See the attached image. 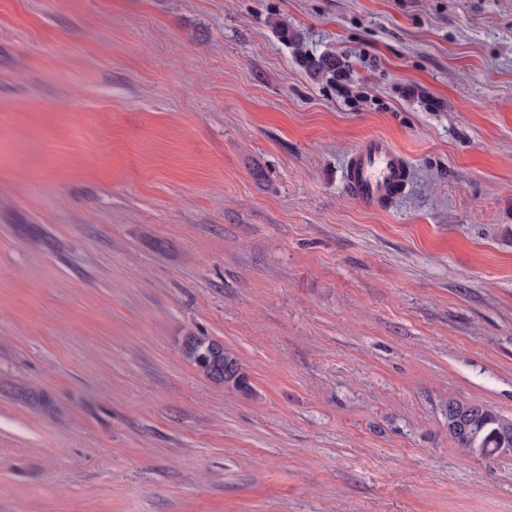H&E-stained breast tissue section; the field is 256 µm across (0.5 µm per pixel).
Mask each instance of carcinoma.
<instances>
[{"label": "carcinoma", "mask_w": 512, "mask_h": 512, "mask_svg": "<svg viewBox=\"0 0 512 512\" xmlns=\"http://www.w3.org/2000/svg\"><path fill=\"white\" fill-rule=\"evenodd\" d=\"M186 360L203 375L225 389L243 395L252 393L246 368L238 356L223 343L206 336L189 334L182 343ZM16 398L30 408L50 415L56 411L54 399L46 392L25 388ZM448 410L454 416L448 419V433L465 454H475L477 448H500L512 443V420L505 419L488 408L450 398Z\"/></svg>", "instance_id": "1"}]
</instances>
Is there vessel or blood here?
Instances as JSON below:
<instances>
[{
    "mask_svg": "<svg viewBox=\"0 0 512 512\" xmlns=\"http://www.w3.org/2000/svg\"><path fill=\"white\" fill-rule=\"evenodd\" d=\"M410 168L386 139L363 140L349 155L343 172L347 191L364 207H387L407 186Z\"/></svg>",
    "mask_w": 512,
    "mask_h": 512,
    "instance_id": "obj_1",
    "label": "vessel or blood"
}]
</instances>
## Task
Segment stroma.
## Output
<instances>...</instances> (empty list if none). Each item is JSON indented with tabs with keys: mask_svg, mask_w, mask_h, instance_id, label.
<instances>
[{
	"mask_svg": "<svg viewBox=\"0 0 512 512\" xmlns=\"http://www.w3.org/2000/svg\"><path fill=\"white\" fill-rule=\"evenodd\" d=\"M452 398L512 418V0H0V512H512ZM410 168L386 139L363 140L349 155L343 172L347 191L364 207H387L407 186ZM182 353L197 370L214 383L224 385V389L243 395L252 393L246 368L222 342L189 334L183 340ZM16 398L30 408L43 414H53L56 411L54 399L46 392L35 389L25 388L18 392Z\"/></svg>",
	"mask_w": 512,
	"mask_h": 512,
	"instance_id": "obj_1",
	"label": "stroma"
}]
</instances>
